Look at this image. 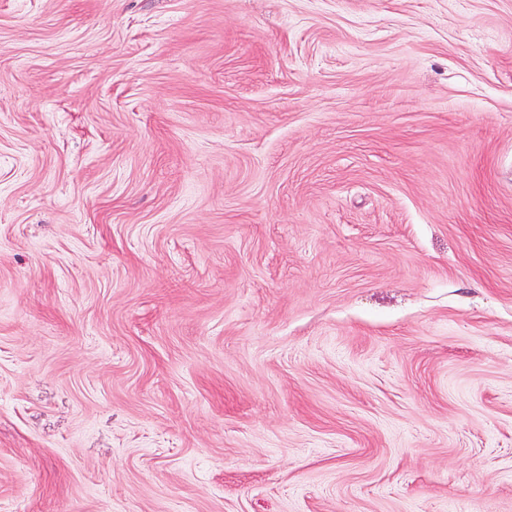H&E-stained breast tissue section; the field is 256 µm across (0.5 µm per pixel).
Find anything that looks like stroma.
Masks as SVG:
<instances>
[{
	"label": "stroma",
	"mask_w": 512,
	"mask_h": 512,
	"mask_svg": "<svg viewBox=\"0 0 512 512\" xmlns=\"http://www.w3.org/2000/svg\"><path fill=\"white\" fill-rule=\"evenodd\" d=\"M0 512H512V0H0Z\"/></svg>",
	"instance_id": "obj_1"
}]
</instances>
